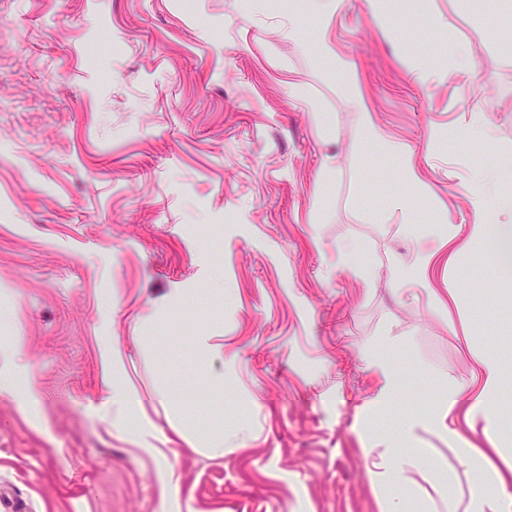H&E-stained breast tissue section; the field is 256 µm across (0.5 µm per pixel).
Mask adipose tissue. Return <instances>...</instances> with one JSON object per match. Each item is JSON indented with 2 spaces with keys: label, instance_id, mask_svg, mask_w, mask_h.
<instances>
[{
  "label": "adipose tissue",
  "instance_id": "adipose-tissue-1",
  "mask_svg": "<svg viewBox=\"0 0 512 512\" xmlns=\"http://www.w3.org/2000/svg\"><path fill=\"white\" fill-rule=\"evenodd\" d=\"M345 6L346 0H307V10L319 24V53L333 62L338 77L350 81L354 64L337 50L331 35L332 24ZM347 104L350 111L358 114L366 139L385 146L396 157L407 181L418 190H425L412 149L390 138L376 122L357 86H350ZM480 365L478 373L467 382L449 375L444 400L431 418L436 428L446 432L448 444L460 464L459 470L439 467L427 472L423 469V455L407 454L397 448L365 449L366 459L374 461L376 466L373 481L381 512H399L393 496L394 483L409 484L414 494L422 497L427 487L445 489L462 478L467 481V489L449 502L448 512H512V439L502 441L494 436L498 427L497 398L502 387V369L490 356L483 357ZM461 409L468 420L483 422L485 432L491 435L488 447H475L458 430L449 428V420Z\"/></svg>",
  "mask_w": 512,
  "mask_h": 512
}]
</instances>
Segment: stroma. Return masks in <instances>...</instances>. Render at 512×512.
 Listing matches in <instances>:
<instances>
[{
	"instance_id": "1",
	"label": "stroma",
	"mask_w": 512,
	"mask_h": 512,
	"mask_svg": "<svg viewBox=\"0 0 512 512\" xmlns=\"http://www.w3.org/2000/svg\"><path fill=\"white\" fill-rule=\"evenodd\" d=\"M269 2L0 0V352L20 384L0 396V512H380L364 448L485 354L512 426V264L468 239L476 172L512 164V15L382 0L387 37L347 0L339 47L424 195L366 145L312 22L283 31L302 0ZM421 250L432 293L397 289ZM390 338L401 388L376 409L363 355ZM109 352L138 399L120 416Z\"/></svg>"
}]
</instances>
